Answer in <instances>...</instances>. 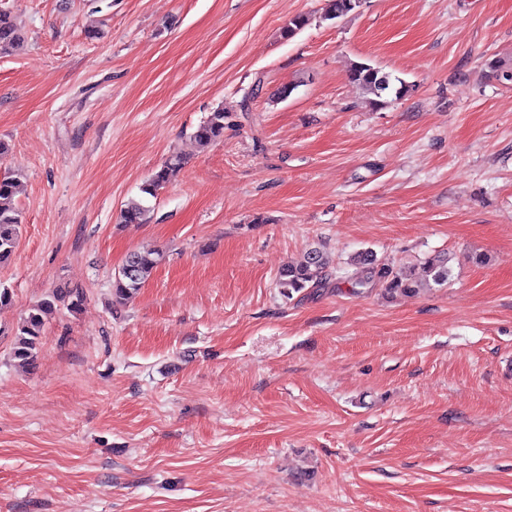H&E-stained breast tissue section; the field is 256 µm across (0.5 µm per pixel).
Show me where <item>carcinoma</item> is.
Here are the masks:
<instances>
[{"mask_svg":"<svg viewBox=\"0 0 512 512\" xmlns=\"http://www.w3.org/2000/svg\"><path fill=\"white\" fill-rule=\"evenodd\" d=\"M355 10L353 0H327L324 18H339ZM25 34L17 23L13 12L0 7V56L15 55L25 47ZM350 82L359 86L364 93L374 96L373 103L381 105L387 92L400 97L409 91L402 78L386 73L364 62H353L347 70ZM224 111L217 109L210 113L193 132L194 140L201 146H208L224 137ZM184 158L170 155L141 187V192L153 197L157 191L169 184L183 168ZM21 192V182L12 176L0 177V264L6 263L15 254L18 246L22 214L16 206V197ZM150 208L132 202L121 211L126 224L144 223ZM164 260L160 251H134L128 254L124 264L112 277V296L118 303L134 298L144 287L154 269ZM349 264L358 268L362 278L354 283L356 288H371L376 284L390 295L417 294L423 289L443 286L448 283L450 268L448 257L438 255L424 263L425 277L417 278L400 268L380 266L370 251H361L349 258ZM328 261L319 247L310 248L303 259L295 264H287L278 272V284L282 294L290 297L306 289L319 288L328 279ZM85 295L80 288L58 287L50 298L31 309L22 324L14 331L13 357L23 366H32L36 360L41 337L44 315L56 305L71 312L80 310Z\"/></svg>","mask_w":512,"mask_h":512,"instance_id":"1","label":"carcinoma"}]
</instances>
